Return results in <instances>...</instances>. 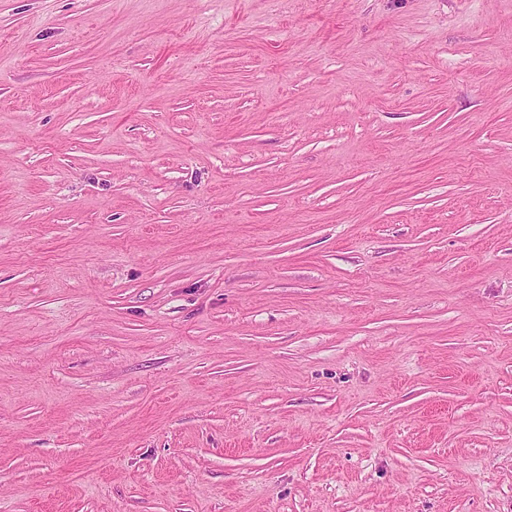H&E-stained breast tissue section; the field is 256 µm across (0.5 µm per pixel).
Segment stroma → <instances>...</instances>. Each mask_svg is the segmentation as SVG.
Returning <instances> with one entry per match:
<instances>
[{"mask_svg": "<svg viewBox=\"0 0 512 512\" xmlns=\"http://www.w3.org/2000/svg\"><path fill=\"white\" fill-rule=\"evenodd\" d=\"M0 512H512V0H0Z\"/></svg>", "mask_w": 512, "mask_h": 512, "instance_id": "obj_1", "label": "stroma"}]
</instances>
